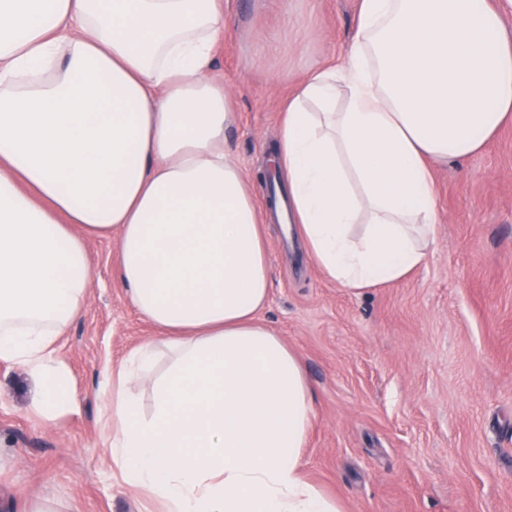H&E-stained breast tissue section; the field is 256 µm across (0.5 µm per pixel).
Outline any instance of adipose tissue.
Segmentation results:
<instances>
[{
    "mask_svg": "<svg viewBox=\"0 0 512 512\" xmlns=\"http://www.w3.org/2000/svg\"><path fill=\"white\" fill-rule=\"evenodd\" d=\"M229 25L224 0H0V361L42 415L76 407L54 344L85 305L88 240L117 237L120 285L160 333L112 373L122 481L164 512H344L302 471L314 392L261 319L263 214L211 75ZM282 112L293 231L363 294L426 264L432 163L512 123V34L494 0H360L344 59Z\"/></svg>",
    "mask_w": 512,
    "mask_h": 512,
    "instance_id": "adipose-tissue-1",
    "label": "adipose tissue"
}]
</instances>
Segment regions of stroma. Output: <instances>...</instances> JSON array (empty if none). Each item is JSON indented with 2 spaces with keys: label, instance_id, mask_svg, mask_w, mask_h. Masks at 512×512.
<instances>
[{
  "label": "stroma",
  "instance_id": "1",
  "mask_svg": "<svg viewBox=\"0 0 512 512\" xmlns=\"http://www.w3.org/2000/svg\"><path fill=\"white\" fill-rule=\"evenodd\" d=\"M232 20L214 74L232 99L228 142L262 177L284 101L312 71L341 60L358 0H224ZM439 222L427 264L354 296L265 224L272 266L262 319L300 356L316 417L306 478L345 512H512V124L479 154L432 166ZM87 303L56 356L79 403L47 418L35 386L0 362V512H160L127 487L102 430L112 369L158 331L117 281L118 242H88Z\"/></svg>",
  "mask_w": 512,
  "mask_h": 512
}]
</instances>
